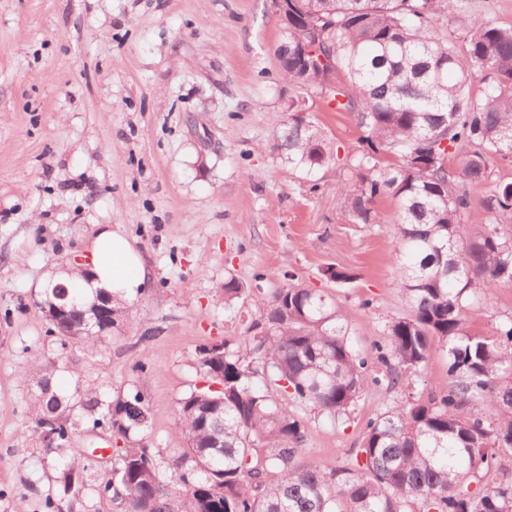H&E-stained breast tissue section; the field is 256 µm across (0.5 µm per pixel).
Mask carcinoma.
Here are the masks:
<instances>
[{
	"instance_id": "cac0c4a2",
	"label": "carcinoma",
	"mask_w": 512,
	"mask_h": 512,
	"mask_svg": "<svg viewBox=\"0 0 512 512\" xmlns=\"http://www.w3.org/2000/svg\"><path fill=\"white\" fill-rule=\"evenodd\" d=\"M288 31L281 57L288 81L324 90L333 68L303 48L333 58L348 76L329 94L361 131L351 160L354 186L338 194L354 224H378L376 202L391 198L398 227L393 261L408 314L390 321L374 343L372 370L350 337L349 307L321 289L290 284L252 317L246 334L224 343V359L199 364L204 386L178 401L184 446L160 458L147 425L131 419L117 395L102 406L83 376L63 397L52 363L22 370L40 377L29 413L58 421L43 439L59 454L74 433L76 401L125 439L104 480L120 512H512V316L492 335L467 330L470 301L512 282V235L463 222L475 201L512 213V182L488 187L491 166L512 161V26L474 18L473 0H285ZM456 28L432 34L441 16ZM464 36H458V31ZM479 79L475 100L469 83ZM277 149L309 174L335 155L333 143L301 110L288 114ZM459 158V167L449 164ZM107 335L65 337L95 350ZM448 360V384L387 402L360 427L361 444L334 465L303 456L314 411L334 426L370 386L411 389L433 351ZM224 373V405L211 390ZM224 418V447H210ZM87 465L60 471L68 508L83 507Z\"/></svg>"
}]
</instances>
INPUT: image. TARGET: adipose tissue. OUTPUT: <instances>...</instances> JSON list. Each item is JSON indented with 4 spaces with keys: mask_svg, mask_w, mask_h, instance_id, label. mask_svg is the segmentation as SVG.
<instances>
[{
    "mask_svg": "<svg viewBox=\"0 0 512 512\" xmlns=\"http://www.w3.org/2000/svg\"><path fill=\"white\" fill-rule=\"evenodd\" d=\"M63 278L78 284L88 297L105 291L130 301L138 296L145 272L139 253L129 241L105 227L96 236L82 271L66 272Z\"/></svg>",
    "mask_w": 512,
    "mask_h": 512,
    "instance_id": "adipose-tissue-1",
    "label": "adipose tissue"
}]
</instances>
